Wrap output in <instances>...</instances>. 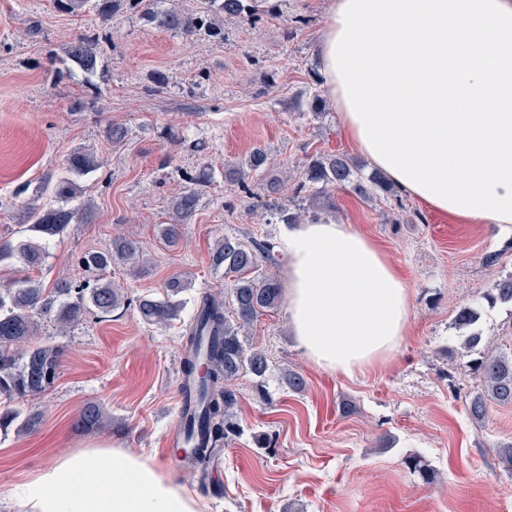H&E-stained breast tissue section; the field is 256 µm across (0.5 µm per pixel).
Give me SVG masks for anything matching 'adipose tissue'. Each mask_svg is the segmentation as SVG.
I'll use <instances>...</instances> for the list:
<instances>
[{
  "mask_svg": "<svg viewBox=\"0 0 512 512\" xmlns=\"http://www.w3.org/2000/svg\"><path fill=\"white\" fill-rule=\"evenodd\" d=\"M346 0H332L318 48V70L343 132L364 150L332 68L331 46ZM287 318L297 346L316 366L346 377L383 365L407 333L410 290L384 250L353 225L328 219L292 225ZM21 512H205L163 463L127 448L89 443L10 485Z\"/></svg>",
  "mask_w": 512,
  "mask_h": 512,
  "instance_id": "obj_1",
  "label": "adipose tissue"
}]
</instances>
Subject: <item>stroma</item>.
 I'll list each match as a JSON object with an SVG mask.
<instances>
[{
  "label": "stroma",
  "mask_w": 512,
  "mask_h": 512,
  "mask_svg": "<svg viewBox=\"0 0 512 512\" xmlns=\"http://www.w3.org/2000/svg\"><path fill=\"white\" fill-rule=\"evenodd\" d=\"M261 7L256 24L225 20L217 41L176 36L136 15L106 22L90 2L69 13L55 0H0V237L24 238L28 207L53 203L37 196L39 183L62 174L72 154L92 151L103 166L77 183L94 209L56 237L42 279L82 281L78 256L111 245L116 233L144 256L138 272L116 264L102 275L122 286L128 306L103 319L88 313L63 334L42 324L35 340L60 349L58 377L40 398L11 404L32 426L0 431V512H19L2 490L91 442L160 458L207 512H512V472L495 453L512 442V405L490 404L482 423L472 421L466 399L480 381L454 324L460 307H480L484 343L512 351V306L484 300L512 271V232L453 219L402 191L369 200L339 191L335 209L319 213L376 240L406 280L408 332L391 359L351 378L325 371L298 348L278 307L245 338L269 368L264 378L236 380L238 431L207 477L180 467L165 446L195 305L230 288L210 265L215 240L278 242L286 230L238 209L242 192L225 178V165L259 147L276 159L277 172H290L309 157L350 150L335 110L316 117L295 100L316 72L330 0H263ZM78 36L97 41L100 76L92 86L60 62ZM112 124L127 131L121 143L106 137ZM174 130L180 142L171 141ZM203 166L213 178L199 187L179 244L168 246L158 226L185 176ZM229 203L235 213L226 212ZM493 251L501 261L491 268L483 257ZM178 275L189 286L177 320L145 323L132 298L163 296ZM288 370L304 377V391L288 389ZM345 402L354 414L342 415ZM89 403L104 407V423L75 428ZM263 435L271 447L258 446ZM409 456L421 458L432 482L406 466Z\"/></svg>",
  "instance_id": "35a3bbf8"
}]
</instances>
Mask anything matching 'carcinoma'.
Wrapping results in <instances>:
<instances>
[{
  "label": "carcinoma",
  "instance_id": "1",
  "mask_svg": "<svg viewBox=\"0 0 512 512\" xmlns=\"http://www.w3.org/2000/svg\"><path fill=\"white\" fill-rule=\"evenodd\" d=\"M168 0H95V7L104 20L117 14L140 15L156 28L175 35L206 34L222 38V18H233L255 24L259 19L258 0H208V8L189 12ZM65 61L78 68L86 79L98 69L97 48L94 41L77 37L65 47ZM302 97L314 115L325 107V99L316 79L306 83ZM273 161L268 153L254 149L244 163L226 167L225 176L236 182L246 198H267L263 206L276 211L280 222L299 224L304 216L319 210L334 208L332 192L348 188L363 199L376 193H393V184L376 170L365 175L361 165L340 152L312 157L291 188L294 205L277 209L275 200L288 188V182L269 175ZM100 168L91 152L73 154L65 174L56 180H47L38 187L41 195H50L59 206L31 207L27 212V231L31 236L16 243L0 239V264L16 260L37 268L55 237L64 232L77 215V209L67 206L79 197L81 190L73 176H82ZM211 181V171L204 168L196 175L186 176L187 186L172 200L170 219L160 226L162 239L170 245L178 242L183 225L194 216L199 202L195 186ZM140 249L132 242L113 240L112 247L87 251L78 258V267L89 275L79 285L68 279H59L46 288L40 280L25 277L0 283V399L6 401L34 399L44 394L57 379L59 351L50 345L34 344L42 320L50 319L60 328L77 325L92 309L109 315L123 303L122 289L103 282L97 275L119 261L139 269ZM274 263L279 258L273 242L245 241L237 236L224 235L211 249V265L216 271L232 279L228 301L207 296L200 301L194 318L187 328L184 372L195 386V394L204 407L200 423L199 442L184 450L185 466L194 472L206 474L217 447L235 433L230 411L237 394L232 381L243 372L263 378L268 369L265 355L249 350L241 339L264 311L277 308L282 299V286L273 276H254L259 258ZM188 282L179 277L165 284V297L151 295L136 299L141 318L149 324L165 325L179 316L180 302L176 297L184 292ZM491 305L512 303V273L500 277L493 291L487 294ZM480 310L472 306L460 308L455 326L467 331L462 336L461 349L469 357L470 369L482 381V389L467 402L471 419L482 422L489 403L512 404V352L493 351L481 347L482 336L475 330ZM105 413L98 405L85 406L77 419L82 425L99 424Z\"/></svg>",
  "mask_w": 512,
  "mask_h": 512
}]
</instances>
